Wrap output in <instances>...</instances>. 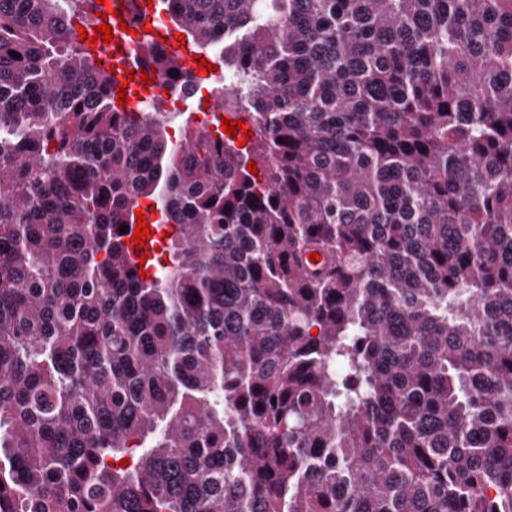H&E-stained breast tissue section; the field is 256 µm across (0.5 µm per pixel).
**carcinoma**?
I'll return each instance as SVG.
<instances>
[{
	"instance_id": "obj_1",
	"label": "carcinoma",
	"mask_w": 512,
	"mask_h": 512,
	"mask_svg": "<svg viewBox=\"0 0 512 512\" xmlns=\"http://www.w3.org/2000/svg\"><path fill=\"white\" fill-rule=\"evenodd\" d=\"M162 3L249 146L0 0V512H512V0ZM151 206L152 205L150 204H141L139 207L134 209L133 224H128L127 234L123 238L126 248L130 252L131 256L136 260L138 264H140L141 251H144L145 253V246L139 248L138 243L132 242V235L135 234L136 229L137 219L135 217V211H137V209H142V212L144 213V221H147L149 223V231L151 232V229H154V235H147V237H149V242L148 244H145L150 247V251L149 253H146L147 259L145 261L144 267L141 268V271H144L146 273L151 272V266L146 267L147 263L149 261H152L160 253L161 249L164 246L166 237L162 238V233H169L170 230V225H163L158 223V214L155 211V208L153 212H150ZM156 246H159V250H156Z\"/></svg>"
}]
</instances>
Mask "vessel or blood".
I'll return each mask as SVG.
<instances>
[{"instance_id":"b4317fda","label":"vessel or blood","mask_w":512,"mask_h":512,"mask_svg":"<svg viewBox=\"0 0 512 512\" xmlns=\"http://www.w3.org/2000/svg\"><path fill=\"white\" fill-rule=\"evenodd\" d=\"M104 17H92L86 23V30H93L100 23H108L112 29L114 39L112 42H97L92 52L93 57L100 60L104 69L112 71L114 84H127L129 91L141 96L142 100H151L160 92V79L151 80L150 84H143L141 78L126 80L127 71L136 67L129 51V34L121 28L122 23L131 22L133 15L147 18L152 14L146 0H107L104 8Z\"/></svg>"}]
</instances>
